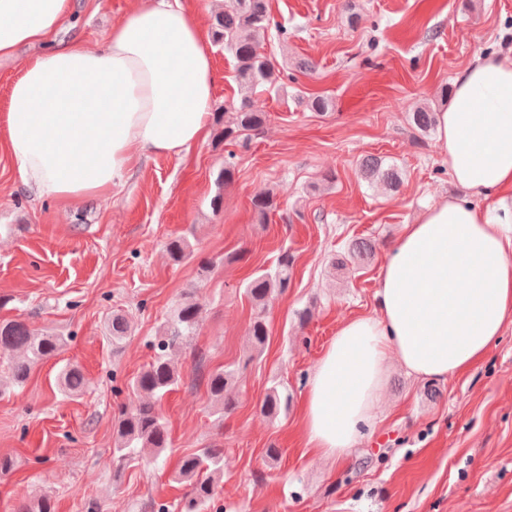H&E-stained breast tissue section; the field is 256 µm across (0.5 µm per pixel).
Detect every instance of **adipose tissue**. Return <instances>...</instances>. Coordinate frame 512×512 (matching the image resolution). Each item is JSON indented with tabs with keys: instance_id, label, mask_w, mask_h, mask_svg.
<instances>
[{
	"instance_id": "obj_1",
	"label": "adipose tissue",
	"mask_w": 512,
	"mask_h": 512,
	"mask_svg": "<svg viewBox=\"0 0 512 512\" xmlns=\"http://www.w3.org/2000/svg\"><path fill=\"white\" fill-rule=\"evenodd\" d=\"M72 0H0V59L33 47L0 137L22 185L77 203L111 195L144 156L207 136L216 80L181 0H144L90 50L60 39ZM461 190L404 225L383 263L375 312L345 321L308 385L306 444L345 461L372 420L389 360L442 379L483 358L512 325V58L477 56L438 114Z\"/></svg>"
}]
</instances>
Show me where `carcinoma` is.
Instances as JSON below:
<instances>
[{
  "label": "carcinoma",
  "mask_w": 512,
  "mask_h": 512,
  "mask_svg": "<svg viewBox=\"0 0 512 512\" xmlns=\"http://www.w3.org/2000/svg\"><path fill=\"white\" fill-rule=\"evenodd\" d=\"M269 0H224V11L215 17L213 41L224 46L235 60L236 80L241 91L240 104L233 111L215 113L216 139L226 145L247 146L251 133L260 130L267 114L255 107L253 96L269 90L280 80L281 71L260 51L258 37L271 28ZM412 126L421 134L431 133L436 124L435 111L419 105L409 113ZM235 154L224 158V168L217 177L218 189L230 185L235 175ZM359 174L370 185H379L396 191L402 184L399 169L382 159L369 156L359 164ZM256 219L263 223L276 208L274 195L262 194L252 201ZM170 259L179 264L195 257L193 245L186 236H177L166 244ZM374 243L360 239L348 248L349 261L360 265L374 256ZM347 261V262H349ZM346 261H337L333 267L339 271L347 268ZM295 256L283 249L274 267L254 274L245 285V294L255 308L248 336L252 348L251 358L260 356L268 341L266 314L272 302L284 293L290 284ZM202 312V305L191 295H185L171 310L162 326V336L156 345L157 352L149 365L129 383L138 403L128 408L117 406L114 412L115 448L112 469L120 471L132 463L152 459L168 445V432L158 411V402L180 382V372L173 363L172 353L183 347L194 334ZM129 319L115 313L109 322L112 342L119 344L127 338ZM64 338L51 331L31 328L22 317L0 319V355L9 357V378L13 386H22L29 378L32 366L57 356ZM236 376L232 369L216 371L209 375L207 385L213 399L226 414L235 403L227 390ZM63 392L79 395L86 381L82 372L68 368L62 373ZM289 396L272 387L267 392L261 409L266 416L275 418L281 406L288 405ZM224 472V449L200 448L182 458L179 475L188 483L189 490L178 505V512H208L211 500L217 493V478ZM16 512H54L51 497L42 495L36 500L22 502Z\"/></svg>",
  "instance_id": "cac0c4a2"
}]
</instances>
